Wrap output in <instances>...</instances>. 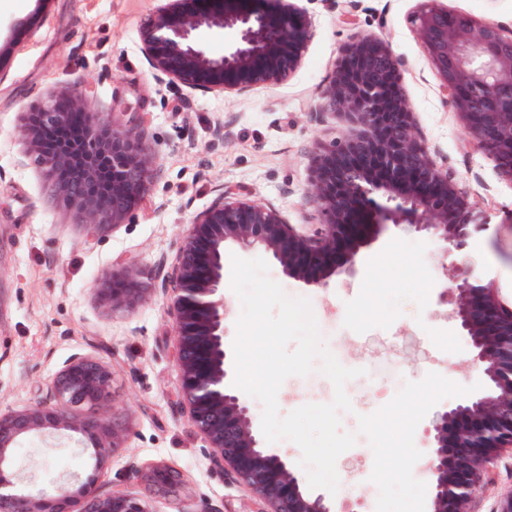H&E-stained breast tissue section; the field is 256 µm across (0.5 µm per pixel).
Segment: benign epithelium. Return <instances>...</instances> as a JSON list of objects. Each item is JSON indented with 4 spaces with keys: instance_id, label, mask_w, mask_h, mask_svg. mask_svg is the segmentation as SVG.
<instances>
[{
    "instance_id": "obj_1",
    "label": "benign epithelium",
    "mask_w": 512,
    "mask_h": 512,
    "mask_svg": "<svg viewBox=\"0 0 512 512\" xmlns=\"http://www.w3.org/2000/svg\"><path fill=\"white\" fill-rule=\"evenodd\" d=\"M411 23L466 134L512 175V30L437 4L421 8ZM202 29L229 31L234 40L212 53L198 40ZM309 37L306 13L285 0H169L142 30L143 53L158 81L222 95L280 84L299 66ZM323 97L357 132L313 154L309 192L322 216L320 231L302 234L266 205L225 199L196 215L183 237L170 297L182 407L213 465L268 512H341L329 497L301 487L286 456L260 445L250 408L231 385L224 251L229 245L262 251L288 277L323 287L336 272L351 271L360 249L389 226L434 237L451 259L445 276L456 280L448 319L470 336L472 362L487 388L433 417L430 512H470L490 466L512 452V305L496 289L473 284V268L456 259L487 224L418 137L388 44L371 34L347 44ZM22 132L35 162L93 233L122 224L149 190L156 161L142 130L92 117L79 94L44 101ZM95 293L108 311L132 313L149 289L144 272L125 269L102 276ZM111 404L112 369L75 352L47 380L44 400L0 410V512H153L131 491L99 483L127 435L104 417ZM55 436L77 443L92 472L49 493L20 490L18 448Z\"/></svg>"
}]
</instances>
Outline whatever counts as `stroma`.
Here are the masks:
<instances>
[{
    "mask_svg": "<svg viewBox=\"0 0 512 512\" xmlns=\"http://www.w3.org/2000/svg\"><path fill=\"white\" fill-rule=\"evenodd\" d=\"M293 2L311 23L299 67L281 84L223 96L161 83L150 72L142 25L167 0H0V38L21 34L0 62V408L39 401L69 355L93 354L112 369L108 417L130 426L100 480L146 499L153 512H265L263 502L213 467L181 405L170 277L189 225L223 195L274 208L303 233L316 230L320 215L308 192L313 151L354 133L322 93L341 48L357 35L389 44L431 157L486 217L488 230L473 234L460 261L473 264L478 284L512 301V178L472 145L439 87L411 23L427 0ZM438 3L512 27V0ZM74 92L116 126L139 125L156 160L148 193L123 224L96 236L54 195L21 132L24 113ZM442 264L439 241L392 226L361 248L355 273H336L324 288L288 278L270 262L269 276L286 295L310 300L337 360L360 372L344 386L352 409L341 413V431L356 433L359 416L428 373L465 387L484 383L472 366L469 336L448 319ZM127 267L146 270L151 291L133 314H113L98 304L95 288L105 273ZM334 395L320 372L291 376L278 391V412L328 404ZM157 465L179 471L175 491L131 480L132 470ZM373 465L362 435L338 457L336 497L346 512H376L378 488L365 482ZM81 466L64 438L26 443L15 460L34 492ZM490 478L471 512H497L512 494V454L496 461Z\"/></svg>",
    "mask_w": 512,
    "mask_h": 512,
    "instance_id": "35a3bbf8",
    "label": "stroma"
}]
</instances>
